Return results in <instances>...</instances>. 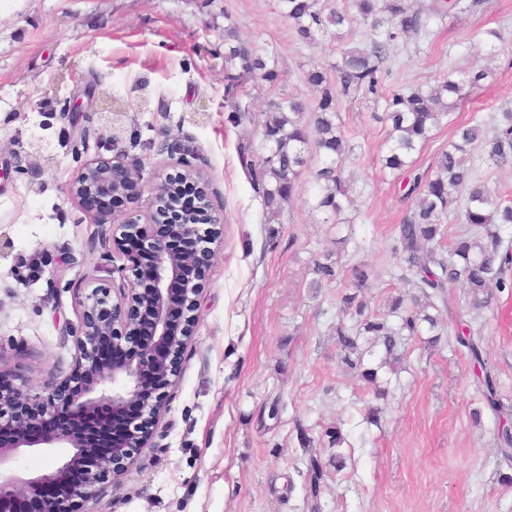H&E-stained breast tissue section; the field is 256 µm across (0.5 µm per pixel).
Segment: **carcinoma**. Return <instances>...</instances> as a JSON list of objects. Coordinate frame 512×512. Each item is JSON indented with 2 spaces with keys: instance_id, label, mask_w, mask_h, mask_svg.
<instances>
[{
  "instance_id": "obj_1",
  "label": "carcinoma",
  "mask_w": 512,
  "mask_h": 512,
  "mask_svg": "<svg viewBox=\"0 0 512 512\" xmlns=\"http://www.w3.org/2000/svg\"><path fill=\"white\" fill-rule=\"evenodd\" d=\"M281 2L291 29L304 44L327 36L339 38L343 29L358 21H370L374 28L389 24L363 49L347 52L328 69L313 66L305 73V83L319 91L313 108L291 97L270 103L259 115L254 112L248 87L272 90L283 81V74L275 60L241 41L235 27L224 28V104L232 125L260 127L265 152L255 155L251 140L245 137L239 139L237 152L268 219H277L305 182L312 208L325 215V222L338 224L352 192L346 167L354 147L338 122L335 92L378 93L397 38L417 37L428 30L432 20L473 13L481 3L429 0L428 5L415 9L409 0H350L345 8H325L319 0ZM501 39L499 31H485L478 52L494 55ZM491 76L486 67L464 73L450 70L433 87L406 88L383 97V119L389 122V131L382 164L393 173L412 174L406 197L413 199V207L399 225L393 253L399 260V280L417 293L391 296L387 313L380 315L370 310L367 300L375 288L372 273L365 265H356L345 287L337 292L338 310L354 319L355 327L349 330L341 322L336 325L341 364L373 386L377 399L388 395V389L378 385L379 370L397 358L402 337L420 335L425 324L431 330L438 327L430 310L438 309L440 302L447 303L449 286L465 288L474 307L486 306L494 290L512 293V277L507 275L512 246L503 247L500 235L501 227L512 226V195L480 180L475 167L477 162L489 167L512 166V108L502 109L488 130L475 119L457 126L448 147L437 154L433 169L415 171V154L430 140L432 131L452 115L470 90ZM451 215L470 229L457 233L443 253L438 246ZM313 273L316 288L342 277L341 268L328 257L314 260ZM389 316L397 318L396 325L388 323ZM455 340L473 363L485 408L494 415L501 413L497 378L485 362L480 334L458 322ZM295 430L306 454L304 504L317 512L325 463L311 451L314 438L309 430L300 423Z\"/></svg>"
}]
</instances>
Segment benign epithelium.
Masks as SVG:
<instances>
[{
  "label": "benign epithelium",
  "mask_w": 512,
  "mask_h": 512,
  "mask_svg": "<svg viewBox=\"0 0 512 512\" xmlns=\"http://www.w3.org/2000/svg\"><path fill=\"white\" fill-rule=\"evenodd\" d=\"M124 112L99 116L112 146L122 141ZM151 188L155 210L146 218L118 209ZM68 196L93 218L112 226L102 246L121 253L133 279L111 297L100 284L78 324L65 328L75 338V359L62 378L51 377L33 393L14 383L0 364V512H81V502L122 476L150 445L166 410L167 389L180 377V359L198 325L197 297L216 255L224 215L212 204L205 177L182 162L176 173L148 179L144 165L123 150L86 161L67 184ZM189 208L168 223L165 206L181 195ZM172 238L195 247L175 252ZM110 414L125 420V434L106 450L86 434L48 423L55 419ZM66 448L48 470L30 477L5 472L25 450Z\"/></svg>",
  "instance_id": "7a95c632"
}]
</instances>
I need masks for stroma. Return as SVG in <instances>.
<instances>
[{
	"instance_id": "1",
	"label": "stroma",
	"mask_w": 512,
	"mask_h": 512,
	"mask_svg": "<svg viewBox=\"0 0 512 512\" xmlns=\"http://www.w3.org/2000/svg\"><path fill=\"white\" fill-rule=\"evenodd\" d=\"M274 56L284 80L261 91L255 111L288 97L310 99L311 63L339 61L364 46L359 23L342 40L312 45L294 37L279 0H0V364L38 389L69 372L75 357L66 325L78 323L95 286L121 284L124 259L99 244L100 225L66 186L89 159L108 154L98 111L125 112L121 147L146 173L188 160L208 179L224 215V241L198 297L199 322L150 447L141 449L120 489L104 488L84 512H306L304 455L296 425L314 435L340 426L346 466L329 471L320 512H512V485L497 452V425L480 407L473 365L453 336L407 338L396 369H383L390 395L370 421L371 388L346 372L336 325L337 284L312 287V261L331 254L343 268L375 273L371 308L384 311L399 282L392 253L412 201L404 177L379 158L388 128L382 104L364 92L338 95L336 110L354 148V180L342 221L326 224L300 193L266 224L236 146L241 128L224 107V26ZM502 32L494 75L458 111L490 121L512 106V0H484L475 13L430 23L399 39L384 78L387 91L428 87L448 67L469 69L481 31ZM97 86L88 147L65 113ZM45 138L53 162L35 160L31 134ZM449 310L481 329L512 406V295L475 308L464 288L448 290Z\"/></svg>"
}]
</instances>
